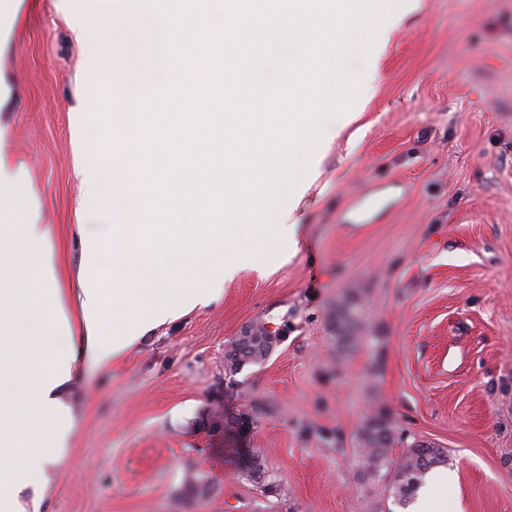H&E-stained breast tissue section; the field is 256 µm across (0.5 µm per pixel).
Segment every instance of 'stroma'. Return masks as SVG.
Instances as JSON below:
<instances>
[{"instance_id": "1", "label": "stroma", "mask_w": 512, "mask_h": 512, "mask_svg": "<svg viewBox=\"0 0 512 512\" xmlns=\"http://www.w3.org/2000/svg\"><path fill=\"white\" fill-rule=\"evenodd\" d=\"M76 0H27L0 54L12 163L52 230L62 288L80 266V156L70 112L91 111ZM375 93L331 122L300 215V251L242 268L223 295L146 336L65 397L72 446L42 512H402L393 477L364 474L363 423L385 418L392 456L448 452V512H512V0H420L394 25ZM394 201L348 223L367 187ZM358 315L341 341L336 314ZM276 331L232 373L241 331ZM245 414L246 439L209 428ZM259 453L274 490L247 472ZM197 478L209 491H189Z\"/></svg>"}]
</instances>
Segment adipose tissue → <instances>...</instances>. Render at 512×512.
Wrapping results in <instances>:
<instances>
[{"instance_id":"ef3b65f1","label":"adipose tissue","mask_w":512,"mask_h":512,"mask_svg":"<svg viewBox=\"0 0 512 512\" xmlns=\"http://www.w3.org/2000/svg\"><path fill=\"white\" fill-rule=\"evenodd\" d=\"M143 19L129 0H88L75 33L91 77L151 85L152 42ZM7 136L0 125V261H14L0 271V512H40L43 489L75 426L64 388L79 365L105 369L124 354L111 346L112 315L94 262L110 267L115 296L128 303L143 291L138 269L148 257H129L132 243L123 235L112 255L100 258L109 222L80 210L82 261L74 298L66 300L50 229L24 168L10 161Z\"/></svg>"}]
</instances>
